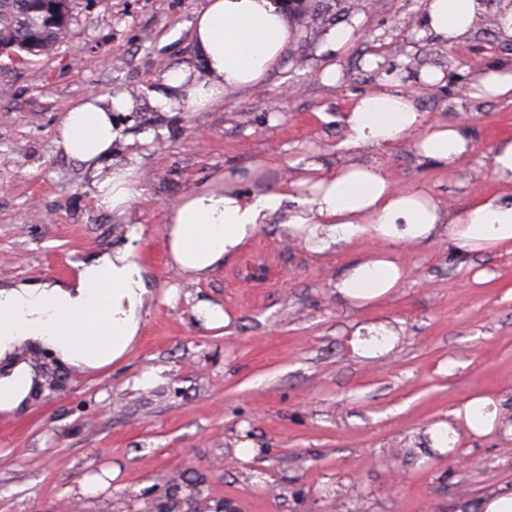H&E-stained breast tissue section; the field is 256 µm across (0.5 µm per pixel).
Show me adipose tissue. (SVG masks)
Instances as JSON below:
<instances>
[{
	"mask_svg": "<svg viewBox=\"0 0 512 512\" xmlns=\"http://www.w3.org/2000/svg\"><path fill=\"white\" fill-rule=\"evenodd\" d=\"M489 21L501 40L512 41V0H498L492 9L485 0H427L422 25L435 43L449 48ZM191 38L207 77H192L186 66L169 69L165 78L175 95L158 98L159 107L180 101L206 112L223 104L278 65L294 30L277 0H205ZM469 95L512 99V62L478 66ZM131 109L127 94H90L65 112L55 132L57 147L91 172L96 206L122 220L143 193L136 165L112 157L123 138L112 114ZM342 123L348 149L386 150L411 137L419 157L438 169L473 150L463 125L427 120L411 93L392 87L359 96ZM256 173L253 166L215 172L166 207L165 250L179 275L196 283L207 279L268 224L300 238L316 255L368 238L375 249L350 261L336 280L338 297L364 308L401 286L405 272L397 245L446 236L464 254L512 251V195H478L459 211L423 183H397L382 167L356 160L328 172L311 162L299 179L276 189L245 190ZM148 294L145 266L128 243L78 262L64 280L0 284V415L27 409L40 392L42 379L28 353L45 349L71 367L92 371L123 359L141 333ZM464 431L512 437V420L499 399L477 395L427 434L440 450L457 444Z\"/></svg>",
	"mask_w": 512,
	"mask_h": 512,
	"instance_id": "adipose-tissue-1",
	"label": "adipose tissue"
}]
</instances>
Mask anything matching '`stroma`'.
<instances>
[{
    "label": "stroma",
    "instance_id": "stroma-1",
    "mask_svg": "<svg viewBox=\"0 0 512 512\" xmlns=\"http://www.w3.org/2000/svg\"><path fill=\"white\" fill-rule=\"evenodd\" d=\"M427 0H314L280 63L221 107L158 111L172 95L168 69L201 71L191 40L204 0H75L50 56L0 57V282L65 279L94 253L126 243L128 225L148 269L143 327L132 351L100 371L64 366L61 389L43 388L23 413L0 418V512H142L175 484L241 512H454L463 500L512 483V439L464 438L463 461L428 447L425 431L478 394L512 412V253L457 254L450 239L400 246L406 275L380 305L355 308L336 280L374 244L324 254L269 224L207 280L190 284L166 263L164 205L218 169L257 165L247 190L294 179L311 160L346 163L340 119L354 99L386 84L412 92L429 119L465 124L473 150L442 170L412 141L360 153L397 181L427 183L464 208L494 193L496 142L512 136V103L474 100L472 56L512 60V46L478 30L435 53L421 32ZM350 32L344 44L332 33ZM336 67L328 85L322 73ZM440 82H423L428 70ZM127 93L114 113L145 193L130 224L99 210L90 174L54 142L64 113L90 93ZM231 315L223 329L197 320L199 301ZM398 327L393 350L354 353L356 331ZM257 448L244 461L242 441ZM117 471L96 495L85 475ZM197 498V499H200ZM197 499H182L194 512Z\"/></svg>",
    "mask_w": 512,
    "mask_h": 512
}]
</instances>
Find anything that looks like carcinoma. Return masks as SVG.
<instances>
[{"label":"carcinoma","mask_w":512,"mask_h":512,"mask_svg":"<svg viewBox=\"0 0 512 512\" xmlns=\"http://www.w3.org/2000/svg\"><path fill=\"white\" fill-rule=\"evenodd\" d=\"M72 0H57L49 14L40 0H0V44L29 56H49L71 19Z\"/></svg>","instance_id":"obj_1"}]
</instances>
